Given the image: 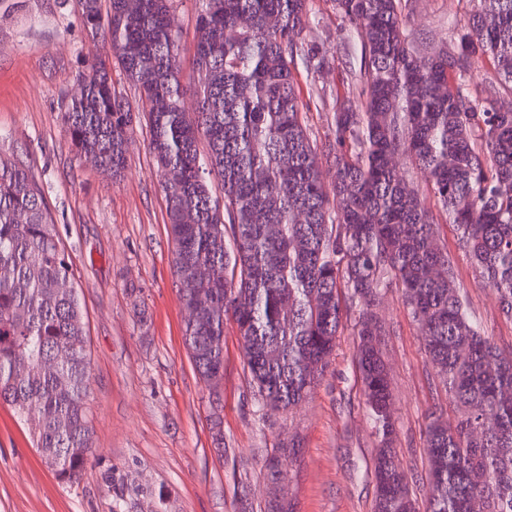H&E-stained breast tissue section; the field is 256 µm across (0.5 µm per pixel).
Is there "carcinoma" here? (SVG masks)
<instances>
[{"label":"carcinoma","instance_id":"obj_1","mask_svg":"<svg viewBox=\"0 0 512 512\" xmlns=\"http://www.w3.org/2000/svg\"><path fill=\"white\" fill-rule=\"evenodd\" d=\"M173 0H83L84 21L109 54L81 76L63 114L70 146L117 177L133 113L111 64L135 86L164 177L183 343L208 385L224 379V327L240 335L250 384L288 411L323 377L344 315L373 422V512H512V353L471 319L456 260L441 244L401 155L425 176L459 241L512 321V0H474L442 47L403 29L400 0H334L360 41L358 97L336 105L313 137L298 65H325L306 40L309 0H200L196 106L184 108ZM500 86L471 84L475 58ZM336 179L326 188L320 157ZM216 176L223 197L212 196ZM75 272L43 191L0 158V400L29 426L62 483L92 454L89 354ZM424 336V352L460 412L429 413L428 490L413 498L392 460L396 419L369 308L389 281Z\"/></svg>","mask_w":512,"mask_h":512}]
</instances>
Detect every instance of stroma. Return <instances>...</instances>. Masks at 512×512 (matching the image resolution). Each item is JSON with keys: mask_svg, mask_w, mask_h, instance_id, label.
Wrapping results in <instances>:
<instances>
[{"mask_svg": "<svg viewBox=\"0 0 512 512\" xmlns=\"http://www.w3.org/2000/svg\"><path fill=\"white\" fill-rule=\"evenodd\" d=\"M408 37L448 39L471 0H401ZM185 49L182 81L194 109L192 54L198 0H174ZM306 33L330 67L298 69L303 90L325 87L326 107H310L308 125L324 138L331 104L353 94L359 59H346L355 37L333 0H310ZM91 35L81 0H0V157L26 165L42 186L74 265L84 308L90 366L93 456L75 485L59 482L41 462L26 425L0 403V512H266L267 468L278 459L280 497L293 512H372L373 424L363 403L352 329L339 336L331 364L293 412L264 407L244 367L234 324L224 328V380L219 399L197 376L182 341L185 313L172 266L166 200L145 121H134L128 167L112 178L68 143L63 112L82 74L107 55ZM427 207L457 262L474 316L504 351L512 321L499 312L434 200ZM376 312L393 394L396 456L414 495L427 487L426 415L458 412L428 364L420 332L396 286L383 289ZM221 429L223 445L213 442ZM299 437L296 454L285 453Z\"/></svg>", "mask_w": 512, "mask_h": 512, "instance_id": "stroma-1", "label": "stroma"}]
</instances>
